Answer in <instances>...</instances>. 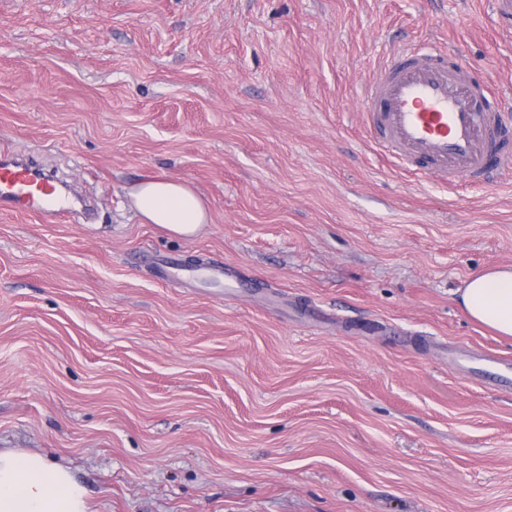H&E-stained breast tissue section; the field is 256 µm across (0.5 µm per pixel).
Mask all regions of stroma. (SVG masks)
Segmentation results:
<instances>
[{
  "label": "stroma",
  "mask_w": 512,
  "mask_h": 512,
  "mask_svg": "<svg viewBox=\"0 0 512 512\" xmlns=\"http://www.w3.org/2000/svg\"><path fill=\"white\" fill-rule=\"evenodd\" d=\"M423 43L512 105L490 0H0V153L91 200L0 213V448L93 512H512V390L477 373L512 340L456 302L512 265V173L419 179L363 129ZM155 176L195 236L135 215ZM144 224H159L176 236H191L208 223L203 198L189 184L168 178H150L131 192Z\"/></svg>",
  "instance_id": "35a3bbf8"
}]
</instances>
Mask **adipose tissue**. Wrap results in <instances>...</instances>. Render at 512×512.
Wrapping results in <instances>:
<instances>
[{"label": "adipose tissue", "instance_id": "ef3b65f1", "mask_svg": "<svg viewBox=\"0 0 512 512\" xmlns=\"http://www.w3.org/2000/svg\"><path fill=\"white\" fill-rule=\"evenodd\" d=\"M144 223L190 236L207 223L203 198L189 184L168 178L140 182L131 193ZM457 303L473 321L512 338V267L478 272L459 289ZM87 492L68 468L36 452L0 448V512H90Z\"/></svg>", "mask_w": 512, "mask_h": 512}]
</instances>
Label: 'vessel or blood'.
I'll use <instances>...</instances> for the list:
<instances>
[{"label": "vessel or blood", "mask_w": 512, "mask_h": 512, "mask_svg": "<svg viewBox=\"0 0 512 512\" xmlns=\"http://www.w3.org/2000/svg\"><path fill=\"white\" fill-rule=\"evenodd\" d=\"M364 120L384 152L410 170L454 183L489 179L512 170V146L504 142L506 116L481 102L462 62L444 54L398 48L366 91ZM41 214L68 211L48 176L29 160L0 155V210Z\"/></svg>", "instance_id": "obj_1"}]
</instances>
